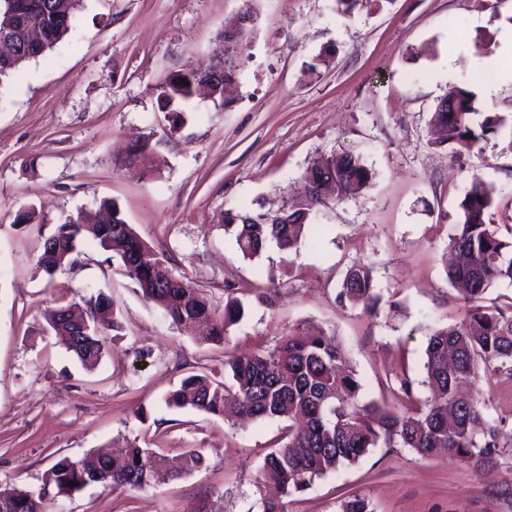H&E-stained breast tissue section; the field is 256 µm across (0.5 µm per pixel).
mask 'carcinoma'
<instances>
[{
	"label": "carcinoma",
	"mask_w": 512,
	"mask_h": 512,
	"mask_svg": "<svg viewBox=\"0 0 512 512\" xmlns=\"http://www.w3.org/2000/svg\"><path fill=\"white\" fill-rule=\"evenodd\" d=\"M243 2V16L249 23L221 34L224 61L203 60L192 68L175 70L157 87L171 124L182 120L201 74L220 65L224 77L212 88V100L224 108L234 102V97L225 95V87L237 85L240 61L250 48L255 24L250 0ZM81 4L82 0H0V30H12V50L0 55V83L18 76L28 62L46 56L72 36ZM31 29L41 39L30 40ZM480 113L472 91L453 88L431 117V143L449 146L454 156L479 152L480 143L504 125L497 115L472 124V116ZM112 164L117 169L141 166L150 173L156 170L155 151L148 143L138 142L113 158ZM305 177L309 178L308 194L300 205L273 217L247 213L226 217L224 227L235 229L244 257L258 256L270 239L283 250H298L311 227L310 215L331 197L342 202L360 194L371 185L373 173L360 157L345 152L322 158ZM494 193L493 184L475 173L459 203L460 218L448 237L454 258L446 266V276L466 310L458 324L429 335L423 365L427 397L416 396L412 383L397 375L402 409L364 401L356 374L333 343L335 333L320 328L306 334L290 329L271 347L246 349L225 361L222 379L204 371L191 372L166 394L164 403L172 409L220 418L231 413L243 422H288L259 469L261 512H285L283 498L305 491L314 479L359 461L373 448H409L423 459L446 452L465 465L483 467L497 464L503 450L512 447V427H507L506 418L489 417L482 394L465 390L483 374L503 370L512 374V306L506 310L483 304L493 286L512 285V239L503 238L499 225L488 218ZM89 237L109 253L108 260L132 281L141 297L161 306L173 323L203 318L202 341L223 343L230 328L243 319L244 303L229 284H224L220 305L186 275L170 282L164 253L144 241L109 200L94 213L78 210L64 217L45 239L39 259L42 269L52 276L75 267L78 243ZM338 299L377 314L381 296L373 269L349 268ZM76 306L88 323L80 335L71 322ZM46 331L54 333L82 366L92 369L104 355L103 338L123 335L124 325L112 301L99 292L83 297L77 305L59 304ZM205 464L199 448H187L173 458L165 449L143 447L136 439L110 458L94 451L62 456L38 488H0V512H43L47 498L70 497L89 486L87 478L114 492L141 491Z\"/></svg>",
	"instance_id": "obj_1"
}]
</instances>
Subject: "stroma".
I'll return each instance as SVG.
<instances>
[{
  "label": "stroma",
  "mask_w": 512,
  "mask_h": 512,
  "mask_svg": "<svg viewBox=\"0 0 512 512\" xmlns=\"http://www.w3.org/2000/svg\"><path fill=\"white\" fill-rule=\"evenodd\" d=\"M241 0H84L72 38L0 87V486L34 488L62 455L139 439L177 453L203 449L204 468L146 491L99 484L55 498L45 512H195L222 498L224 512H255L259 467L279 421L239 429L218 417L171 410L166 393L191 367L223 371L226 357L297 326L333 329L364 401L395 409L386 377L406 374L419 396L431 330L460 322L464 302L442 254L472 175L496 187L491 219L512 234V60L479 73L512 27V0H364L355 20L335 0H253L256 37L236 101L219 110L195 97L170 133L156 88L172 70L220 48ZM319 56L329 67L309 71ZM453 87L477 92L483 113L503 116L480 154L451 157L429 142V122ZM149 142L154 177L117 170L113 155ZM351 152L372 169L370 187L319 208L320 229L299 252L267 242L244 258L228 211L274 215L313 161ZM114 200L169 268L216 300L225 284L246 315L224 344L202 343L145 301L96 242L77 267L47 276L43 239L79 209ZM34 208L20 224L21 208ZM373 268L378 314L339 304L349 267ZM110 297L126 327L106 340L91 371L43 333L58 298ZM512 448L490 470L454 457L422 459L375 448L289 496L288 512H340L350 494L373 512H512Z\"/></svg>",
  "instance_id": "obj_1"
}]
</instances>
